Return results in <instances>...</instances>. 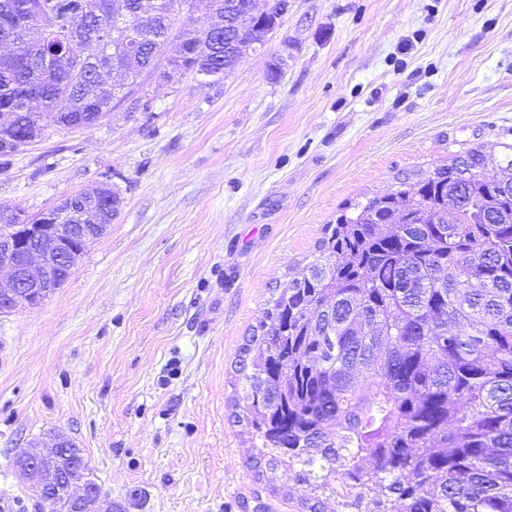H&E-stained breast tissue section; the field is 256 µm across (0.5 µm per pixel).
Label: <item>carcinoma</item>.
<instances>
[{"label": "carcinoma", "instance_id": "1", "mask_svg": "<svg viewBox=\"0 0 512 512\" xmlns=\"http://www.w3.org/2000/svg\"><path fill=\"white\" fill-rule=\"evenodd\" d=\"M52 0H0V20L31 60L0 55V171L45 131L91 126L112 110L98 70L118 64L135 80L155 40L173 33L181 4L225 15L223 37L185 58L183 73L216 77L265 44L277 19H245L247 0H124L115 48L93 42L114 26L113 0H87L92 16L58 24ZM85 52L74 82L38 53ZM41 92L30 118L12 111ZM501 159L474 147L397 178L324 225L312 260L294 268L240 349L235 422L268 452L256 476L280 466L307 512H512V145ZM107 191L78 193L112 221Z\"/></svg>", "mask_w": 512, "mask_h": 512}]
</instances>
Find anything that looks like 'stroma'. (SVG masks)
<instances>
[{"instance_id": "1", "label": "stroma", "mask_w": 512, "mask_h": 512, "mask_svg": "<svg viewBox=\"0 0 512 512\" xmlns=\"http://www.w3.org/2000/svg\"><path fill=\"white\" fill-rule=\"evenodd\" d=\"M291 4L226 76H142L0 171L31 218L102 182L122 198L61 288L0 315V512H44L12 462L55 432L117 512H302L286 471L246 466L239 349L340 208L512 144V0Z\"/></svg>"}]
</instances>
